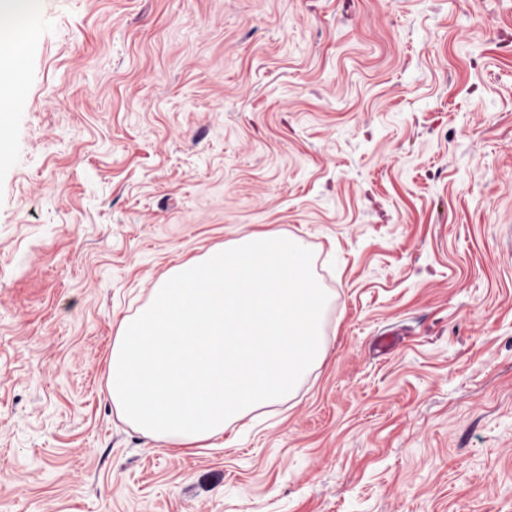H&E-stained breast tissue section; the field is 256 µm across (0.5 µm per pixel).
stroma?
<instances>
[{"label":"stroma","mask_w":512,"mask_h":512,"mask_svg":"<svg viewBox=\"0 0 512 512\" xmlns=\"http://www.w3.org/2000/svg\"><path fill=\"white\" fill-rule=\"evenodd\" d=\"M0 114V512H512V0H38ZM303 237L326 355L212 448L107 394L172 266Z\"/></svg>","instance_id":"35a3bbf8"}]
</instances>
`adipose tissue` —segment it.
I'll return each instance as SVG.
<instances>
[{"label":"adipose tissue","instance_id":"obj_1","mask_svg":"<svg viewBox=\"0 0 512 512\" xmlns=\"http://www.w3.org/2000/svg\"><path fill=\"white\" fill-rule=\"evenodd\" d=\"M34 7V0H0V31H7L13 45L10 56L0 57V88L6 89L10 100L23 97L25 89L14 78L20 66L28 43L34 38L31 28L17 26V18L26 15Z\"/></svg>","mask_w":512,"mask_h":512}]
</instances>
